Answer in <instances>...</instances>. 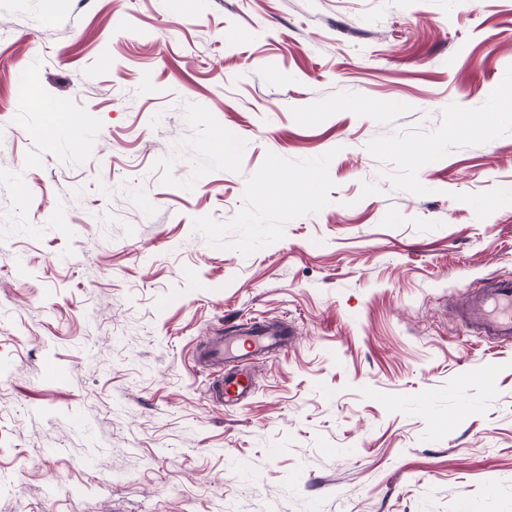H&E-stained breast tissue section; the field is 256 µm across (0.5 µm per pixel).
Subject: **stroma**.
I'll return each mask as SVG.
<instances>
[{
	"instance_id": "obj_1",
	"label": "stroma",
	"mask_w": 512,
	"mask_h": 512,
	"mask_svg": "<svg viewBox=\"0 0 512 512\" xmlns=\"http://www.w3.org/2000/svg\"><path fill=\"white\" fill-rule=\"evenodd\" d=\"M503 85L512 0H0V512H512ZM459 320L479 336L512 341V277L499 276L468 294L457 309ZM230 334L211 338L198 351L196 363L199 367L213 370L209 394L222 406L239 404L254 390L253 377L247 364L259 354L271 355L288 346L295 330L286 322L248 320L236 324ZM236 363L224 373V364Z\"/></svg>"
}]
</instances>
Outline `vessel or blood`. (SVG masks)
Instances as JSON below:
<instances>
[{"label":"vessel or blood","mask_w":512,"mask_h":512,"mask_svg":"<svg viewBox=\"0 0 512 512\" xmlns=\"http://www.w3.org/2000/svg\"><path fill=\"white\" fill-rule=\"evenodd\" d=\"M457 315L477 335L511 342L512 277L493 278L481 290L468 294ZM294 334V328L282 321L249 320L235 325L229 335L211 338L198 351L196 363L213 373L209 392L214 401L228 405L246 400L254 390L249 362L287 347Z\"/></svg>","instance_id":"vessel-or-blood-1"}]
</instances>
